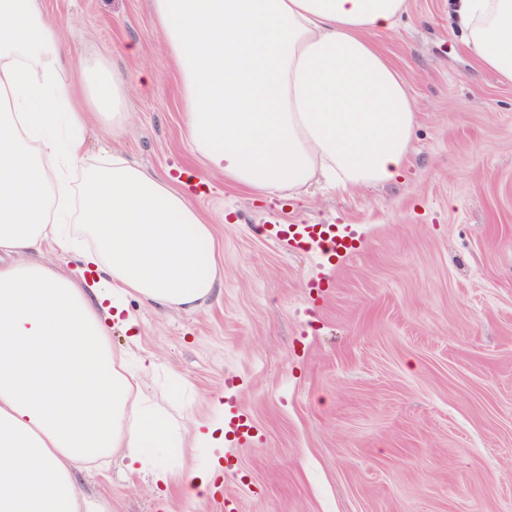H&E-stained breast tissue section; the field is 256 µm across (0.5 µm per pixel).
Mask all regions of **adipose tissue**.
Returning a JSON list of instances; mask_svg holds the SVG:
<instances>
[{"instance_id": "1", "label": "adipose tissue", "mask_w": 512, "mask_h": 512, "mask_svg": "<svg viewBox=\"0 0 512 512\" xmlns=\"http://www.w3.org/2000/svg\"><path fill=\"white\" fill-rule=\"evenodd\" d=\"M406 0H151L182 82L187 137L210 170L261 195L397 181L415 110L376 48ZM481 71L512 84V0H452ZM73 64L41 0H0V512H106L75 473L120 455L152 487L207 490L215 469L162 464L185 440L224 445V418L175 425L145 391L154 367L112 349L137 297L191 311L219 280L205 217L168 182L113 153L73 190L92 120L129 121L124 78ZM79 253L86 273L40 262Z\"/></svg>"}]
</instances>
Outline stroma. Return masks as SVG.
<instances>
[{
  "label": "stroma",
  "mask_w": 512,
  "mask_h": 512,
  "mask_svg": "<svg viewBox=\"0 0 512 512\" xmlns=\"http://www.w3.org/2000/svg\"><path fill=\"white\" fill-rule=\"evenodd\" d=\"M44 9L74 59L128 87L129 124L88 127L73 181L115 150L167 179L210 223L222 271L190 312L128 299L139 336L113 328L112 347L156 357L148 391L177 423L220 392L252 434L192 504L116 462L77 472L80 491L108 512H512V85L463 51L448 0H407L375 37L416 108L402 177L295 200L201 165L149 0ZM261 224H330L355 246L295 251Z\"/></svg>",
  "instance_id": "1"
}]
</instances>
